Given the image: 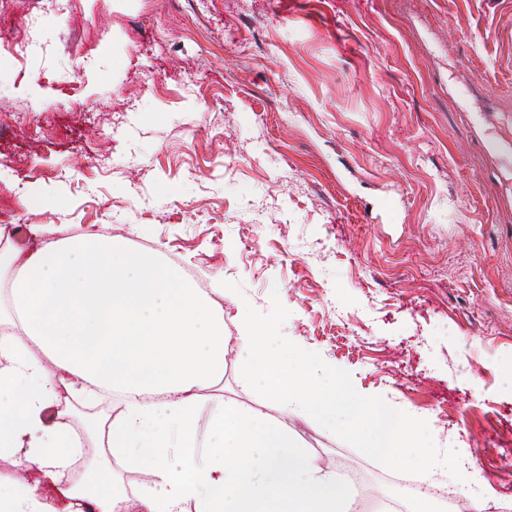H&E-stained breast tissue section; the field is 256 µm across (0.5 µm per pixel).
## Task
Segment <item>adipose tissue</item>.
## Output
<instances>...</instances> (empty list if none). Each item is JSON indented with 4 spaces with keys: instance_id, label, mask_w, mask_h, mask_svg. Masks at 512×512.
Listing matches in <instances>:
<instances>
[{
    "instance_id": "obj_1",
    "label": "adipose tissue",
    "mask_w": 512,
    "mask_h": 512,
    "mask_svg": "<svg viewBox=\"0 0 512 512\" xmlns=\"http://www.w3.org/2000/svg\"><path fill=\"white\" fill-rule=\"evenodd\" d=\"M10 280L13 312L0 324V460L36 469L71 501L73 512H127L119 485L95 474L76 486L63 478L81 453L69 410L44 412L61 394L86 400L118 393L122 410L94 441L127 467L151 472L140 512H351L332 467L300 445L287 416L307 410L326 431L366 420V454L409 446L421 424L369 395L304 374L307 357L269 349L243 328L236 340L244 386L265 400H227L210 417L206 463H197L201 388L224 372L229 339L224 306L150 252L116 245L101 233L49 241L25 251L0 226V281ZM277 415H269L268 407ZM178 442L183 454L165 453Z\"/></svg>"
}]
</instances>
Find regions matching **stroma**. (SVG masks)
<instances>
[{
	"instance_id": "stroma-1",
	"label": "stroma",
	"mask_w": 512,
	"mask_h": 512,
	"mask_svg": "<svg viewBox=\"0 0 512 512\" xmlns=\"http://www.w3.org/2000/svg\"><path fill=\"white\" fill-rule=\"evenodd\" d=\"M0 226L24 244L102 232L204 293L224 333L276 344L423 423L366 455L290 425L372 501L455 444L451 512H512V0H0ZM203 389L255 405L235 352ZM81 444L120 398L70 400ZM128 496L154 478L85 454Z\"/></svg>"
}]
</instances>
